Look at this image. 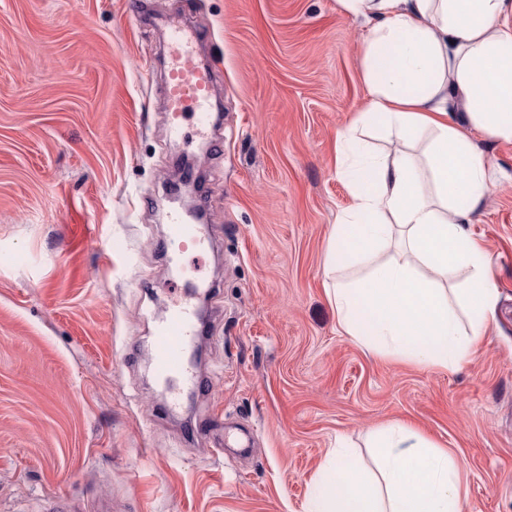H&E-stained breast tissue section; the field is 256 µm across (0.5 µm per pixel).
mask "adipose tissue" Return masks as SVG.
<instances>
[{
	"label": "adipose tissue",
	"instance_id": "adipose-tissue-1",
	"mask_svg": "<svg viewBox=\"0 0 512 512\" xmlns=\"http://www.w3.org/2000/svg\"><path fill=\"white\" fill-rule=\"evenodd\" d=\"M368 25L359 59L368 103L357 119H379L423 155L350 163L355 128L339 130L337 174L355 211L337 224L326 266L347 253L373 261L362 280L328 291L342 331L379 356L452 370L467 361L496 298L489 262L466 226L488 190V163L470 134L512 141V0H338ZM466 271L464 281L450 275ZM376 472L344 450L313 494L309 512H463L459 464L413 427L373 431Z\"/></svg>",
	"mask_w": 512,
	"mask_h": 512
}]
</instances>
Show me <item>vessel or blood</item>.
<instances>
[{
  "instance_id": "obj_1",
  "label": "vessel or blood",
  "mask_w": 512,
  "mask_h": 512,
  "mask_svg": "<svg viewBox=\"0 0 512 512\" xmlns=\"http://www.w3.org/2000/svg\"><path fill=\"white\" fill-rule=\"evenodd\" d=\"M172 48L168 70L167 98L172 131H180L186 115H195L201 124H209V99L212 84L210 67L199 65L193 56V46L200 40L196 29L183 22L170 27ZM171 243L201 246L196 227L173 215L168 225ZM196 332L191 313L184 308L171 310L154 336L153 367L156 375L165 381L191 380L192 374L185 360V347Z\"/></svg>"
}]
</instances>
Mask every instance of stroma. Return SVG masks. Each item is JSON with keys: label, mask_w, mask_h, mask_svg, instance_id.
<instances>
[{"label": "stroma", "mask_w": 512, "mask_h": 512, "mask_svg": "<svg viewBox=\"0 0 512 512\" xmlns=\"http://www.w3.org/2000/svg\"><path fill=\"white\" fill-rule=\"evenodd\" d=\"M163 16L217 65L208 137L169 136ZM365 34L337 0H0V512H306L332 449L373 469L392 422L458 459L464 512H512V141L473 138L497 295L470 362L369 354L326 295ZM195 201L211 242L173 256ZM204 293L209 388L172 410L155 330ZM168 240L173 244H189L195 247L201 246L202 240L194 224H189L183 218L175 214L170 217L168 225Z\"/></svg>", "instance_id": "obj_1"}]
</instances>
